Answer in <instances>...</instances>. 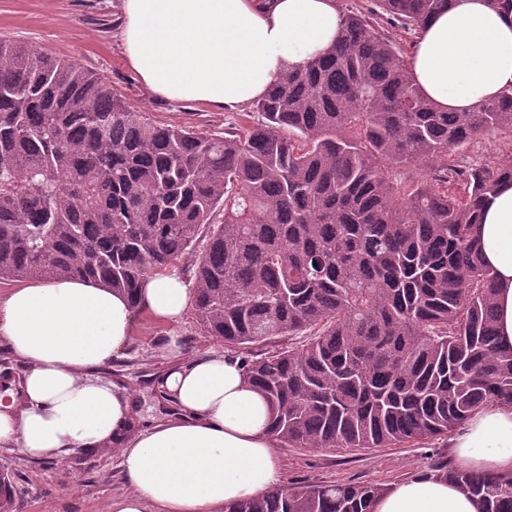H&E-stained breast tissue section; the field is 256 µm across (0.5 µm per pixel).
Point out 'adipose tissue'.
Instances as JSON below:
<instances>
[{
	"mask_svg": "<svg viewBox=\"0 0 512 512\" xmlns=\"http://www.w3.org/2000/svg\"><path fill=\"white\" fill-rule=\"evenodd\" d=\"M336 0H121L123 55L154 95L235 109L263 97L285 68L333 46ZM416 86L441 110L469 111L512 87V13L486 0H452L420 34L411 59ZM498 284L496 325L512 347V183L483 206L473 229ZM193 301L174 272L151 274L137 305L79 278L32 281L0 297V342L25 367L21 393H0V447L58 461L75 449L117 450L127 495L111 512H214L278 487L282 464L270 409L237 358L213 349L184 357L163 345L158 375L174 416L145 429L126 387L102 375L124 356L136 317L182 321ZM451 455L466 467L512 474V409L484 406L455 432ZM374 512H478L446 477L395 483Z\"/></svg>",
	"mask_w": 512,
	"mask_h": 512,
	"instance_id": "obj_1",
	"label": "adipose tissue"
}]
</instances>
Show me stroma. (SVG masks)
I'll return each instance as SVG.
<instances>
[{
	"label": "stroma",
	"instance_id": "35a3bbf8",
	"mask_svg": "<svg viewBox=\"0 0 512 512\" xmlns=\"http://www.w3.org/2000/svg\"><path fill=\"white\" fill-rule=\"evenodd\" d=\"M121 0H0V38L17 40L35 50L77 61L105 77L113 92L163 126H186L214 135L230 127L252 124L251 106L236 110L196 102L170 101L149 93L127 65L119 43ZM178 337L186 356L214 349L216 341L199 333L192 315L176 325L140 317L127 355L115 371L135 390L142 417L156 415L157 391L149 378L161 365L159 347ZM450 441L368 452L278 448L280 486L293 489L305 482L342 484L372 482L390 487L429 472L450 458ZM0 472L13 488L10 512H107L112 500L125 494L117 452L78 449L64 464L37 461L15 448L0 447Z\"/></svg>",
	"mask_w": 512,
	"mask_h": 512
}]
</instances>
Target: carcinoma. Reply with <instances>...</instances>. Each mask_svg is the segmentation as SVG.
Here are the masks:
<instances>
[{"label":"carcinoma","instance_id":"cac0c4a2","mask_svg":"<svg viewBox=\"0 0 512 512\" xmlns=\"http://www.w3.org/2000/svg\"><path fill=\"white\" fill-rule=\"evenodd\" d=\"M449 2L343 4L336 44L222 136L157 125L102 75L1 38L0 279L83 278L135 305L148 274L188 259L202 335L230 350L310 336L243 361L284 448L424 443L512 406L496 280L472 236L512 161L456 158L512 129V88L443 112L410 70ZM434 472L480 512H512V475ZM384 491L311 482L224 512H372Z\"/></svg>","mask_w":512,"mask_h":512}]
</instances>
